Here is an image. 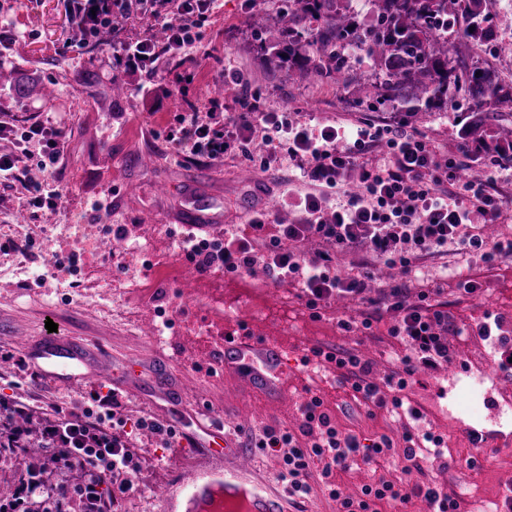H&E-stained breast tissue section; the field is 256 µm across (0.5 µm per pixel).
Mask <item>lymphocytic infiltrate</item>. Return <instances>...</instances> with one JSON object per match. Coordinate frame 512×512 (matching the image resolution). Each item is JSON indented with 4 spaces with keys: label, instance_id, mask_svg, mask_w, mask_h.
<instances>
[{
    "label": "lymphocytic infiltrate",
    "instance_id": "f902f5d3",
    "mask_svg": "<svg viewBox=\"0 0 512 512\" xmlns=\"http://www.w3.org/2000/svg\"><path fill=\"white\" fill-rule=\"evenodd\" d=\"M216 0H66L72 41L84 46L99 28H114L117 18L139 16L151 24H164L167 38L121 41L114 55L117 69L140 73L153 81L164 60H189L199 31L209 21ZM226 83L246 87L240 112L225 115L224 102L211 98L201 106L188 104L177 125L166 135L170 148L183 157L224 155L252 157L255 138H262L265 151L261 167L277 160L275 147L287 145L301 177L311 192L300 195L293 207L296 218L283 223L276 213L259 208L246 221V231L225 230L223 237L198 239L184 236V257L201 273L224 269L238 276L262 265L277 281L288 280L301 290L311 317L340 295L364 298L375 281V269L383 264L397 268L402 279H415L423 256L452 252L461 257H479L488 266L512 256V240L493 238L485 228L512 218V198L499 189L512 178V147L492 141L464 142L459 154L440 160L432 142L408 129L404 120L377 125L358 120L347 125H316L291 120L287 113L266 109L249 80L236 69L224 72ZM0 133L17 137L18 152L0 156V180L15 178L19 163L29 157L30 145H40L41 168L53 166L64 148L59 129L32 123L16 130L10 119L0 118ZM488 156L483 177L471 179L463 172L471 158ZM317 237L326 244L315 257H306L298 243ZM357 258L355 273L338 274L333 264L338 255ZM438 284L425 285L416 295L402 288L381 300L370 301L361 319H342L344 331L371 328L383 318H393L389 330L405 352L383 383L371 378L368 362L351 352L313 349L314 357L336 364L340 381L354 400L369 410H386L407 420L402 456L410 468L420 469L425 456L441 459L446 442L442 435L421 429V411L404 401L403 392L420 375L454 363L445 333L463 329L440 299ZM90 403L67 411L34 409L18 398L0 394V447L11 458L21 457L29 436L40 438L50 467L74 468L84 474L81 484H50L27 481L0 512H30L33 498H40L47 512H115L119 495L133 491L139 462L128 434L117 428L121 406L115 391L92 389ZM300 431L310 437L301 447L294 436L265 429L257 445L281 457L279 479L291 495L310 493L309 480L318 476L329 497L338 500L341 512H377L381 502L427 503L431 512H458L457 494L444 492L432 480L396 483L389 480L364 485L357 496H341L337 473L357 462L371 463L388 455L392 441L342 432L325 411L319 397L306 399L301 407ZM28 416L32 427L18 428V416Z\"/></svg>",
    "mask_w": 512,
    "mask_h": 512
}]
</instances>
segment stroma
<instances>
[{
    "instance_id": "35a3bbf8",
    "label": "stroma",
    "mask_w": 512,
    "mask_h": 512,
    "mask_svg": "<svg viewBox=\"0 0 512 512\" xmlns=\"http://www.w3.org/2000/svg\"><path fill=\"white\" fill-rule=\"evenodd\" d=\"M246 4L218 0L201 30L195 60L186 66L193 79L184 88L172 84L177 60H167L148 93L137 92V77L127 76L124 97L107 111L99 100L116 73L112 46H71L64 0H0V71L56 90L45 100L0 86V114L20 125L42 122L65 131L58 163L40 173L50 189L61 193L60 209L46 214L31 208L20 182L0 183V244L8 239L14 244L10 250L0 247V345L24 349L46 336L50 319L62 335L106 357L100 371L65 383L18 375L12 363L0 361V394L35 407L70 409L90 388H112L121 395L122 417L151 416L174 426L177 442L171 448L149 430L136 432L142 489L125 495L118 512H163L157 487L202 466L205 429L214 423L223 424L235 446L250 454L263 479L276 481L281 458L255 443L268 426L297 432L299 406L310 392L321 397L342 431L361 437L384 434L393 442V454L379 464L341 473L343 494H356L381 478L404 476L402 424L387 412L371 413L354 401L337 384L334 365L307 367L301 362L315 348L344 349L368 361L373 377H385L400 351L387 333L388 322L346 333L337 320L358 316L363 309L358 300L338 299L314 319L297 288L273 281L262 266L235 278L220 271L200 273L189 268L183 255L169 250L171 236L188 227V209L209 216V223L196 233L211 238L224 226L243 223L244 213L264 206L267 198H279L288 179L284 167L263 171L241 159L171 154L167 130L187 102L202 104L211 98L226 68L246 72L264 106L275 111L304 112L344 124L361 118L387 124L404 110L393 100L368 109L377 95L375 67L363 52L352 53L353 79L343 86L313 72L290 77L273 69L257 30L266 28L269 37H276L273 19L279 2L264 0V16L255 21ZM472 107L459 92L410 124L452 153L461 142L454 117ZM146 240L154 242L158 262L175 268V276L148 275L134 250L135 243ZM21 250L30 263L25 273L15 265ZM422 264L432 277L448 265L480 282L479 299L460 294L455 279L444 282L442 301L471 325L467 335L449 336L448 346L461 371L483 369L504 392L512 393V378L503 376L494 362L501 339H512V258L490 268L435 254ZM140 283L147 286L148 300L139 305L132 288ZM132 304L137 307L133 317L125 313ZM155 306L166 307L179 322L192 326V333L152 338L147 330ZM488 311L500 318L497 335L490 337L479 331ZM216 326L251 345L278 343L275 368L279 382L288 387V400L255 386L240 369H221L222 355L208 333ZM447 374V368H440L405 392L406 400L422 413L421 428L433 429L448 441L447 463H425L424 473L460 494V512H499L512 479V448L472 446L465 425L480 429L487 422L463 412L459 390L442 394Z\"/></svg>"
}]
</instances>
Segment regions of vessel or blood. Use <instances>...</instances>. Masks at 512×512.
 Returning <instances> with one entry per match:
<instances>
[{"instance_id": "b4317fda", "label": "vessel or blood", "mask_w": 512, "mask_h": 512, "mask_svg": "<svg viewBox=\"0 0 512 512\" xmlns=\"http://www.w3.org/2000/svg\"><path fill=\"white\" fill-rule=\"evenodd\" d=\"M39 372L50 382L82 376L85 368L98 364L99 358L86 345H73L59 336H45L29 344ZM279 354L276 344L259 349L245 346L235 338L224 341V363L245 369L259 387L271 384L263 371ZM206 454L210 467L181 475L177 483L163 487L161 500L167 512H214L216 505L239 508L240 512H290L287 492L268 484L246 485L255 472L230 446L223 428L210 427Z\"/></svg>"}]
</instances>
